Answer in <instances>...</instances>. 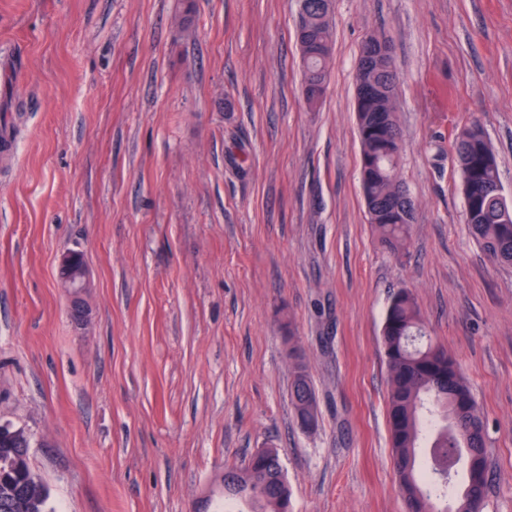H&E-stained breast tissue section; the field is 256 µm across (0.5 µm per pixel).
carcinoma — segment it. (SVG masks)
<instances>
[{
    "mask_svg": "<svg viewBox=\"0 0 512 512\" xmlns=\"http://www.w3.org/2000/svg\"><path fill=\"white\" fill-rule=\"evenodd\" d=\"M296 41L304 73V98L314 107L324 96L333 42V0H297ZM387 42L369 36L356 62V124L360 182L368 221L382 247L396 254L406 245L413 203L397 171L402 133L391 106L400 76L393 57L365 58L368 46ZM466 224L489 260L512 265V204L502 194L496 154L483 128L472 123L454 134ZM426 335L416 299L401 289L390 298L382 326L386 358L388 422L392 463L399 476L405 512H482L489 483L480 410L459 365L440 345L416 340ZM293 365L290 397L297 424L318 423L319 407L301 354L289 349ZM464 480L454 488V478ZM233 487L224 499L250 512H289L288 480L277 451L250 456L244 470H225ZM43 481L31 470L28 449L0 446V502L11 512H51L49 490L35 502L22 487ZM453 505H448V492Z\"/></svg>",
    "mask_w": 512,
    "mask_h": 512,
    "instance_id": "1",
    "label": "carcinoma"
}]
</instances>
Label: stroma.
Listing matches in <instances>:
<instances>
[{
    "mask_svg": "<svg viewBox=\"0 0 512 512\" xmlns=\"http://www.w3.org/2000/svg\"><path fill=\"white\" fill-rule=\"evenodd\" d=\"M0 0V421L55 512H197L276 449L292 512H405L382 325L408 288L485 426L483 512H512V266L465 224L479 123L512 200V0H335L329 85L301 90L295 0ZM393 45L407 246L360 188L356 61ZM84 253L86 322L58 262ZM319 425L293 420L289 346Z\"/></svg>",
    "mask_w": 512,
    "mask_h": 512,
    "instance_id": "stroma-1",
    "label": "stroma"
}]
</instances>
